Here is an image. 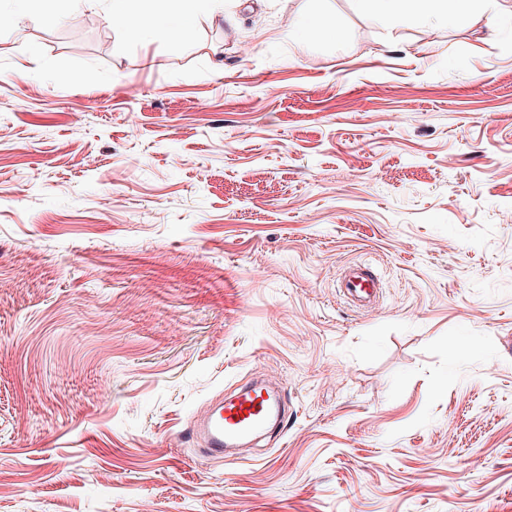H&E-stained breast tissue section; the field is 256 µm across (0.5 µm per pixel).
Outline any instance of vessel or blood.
<instances>
[{
    "label": "vessel or blood",
    "instance_id": "1",
    "mask_svg": "<svg viewBox=\"0 0 512 512\" xmlns=\"http://www.w3.org/2000/svg\"><path fill=\"white\" fill-rule=\"evenodd\" d=\"M352 301L366 306L376 299L379 283L367 267H357L342 281ZM285 404L279 392L260 387H245L219 401L204 417L197 431L204 440L207 456L224 461L228 451L239 443L266 432L284 420Z\"/></svg>",
    "mask_w": 512,
    "mask_h": 512
}]
</instances>
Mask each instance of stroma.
Masks as SVG:
<instances>
[{"label":"stroma","instance_id":"stroma-1","mask_svg":"<svg viewBox=\"0 0 512 512\" xmlns=\"http://www.w3.org/2000/svg\"><path fill=\"white\" fill-rule=\"evenodd\" d=\"M237 13L0 36V512H512V16ZM254 379L283 429L210 460ZM307 30L320 38H339L341 33L337 26L324 19L322 16L314 21L307 23L303 17H299L293 21L291 31ZM342 288L353 302L366 306L377 297L378 278L369 267L359 266L344 277Z\"/></svg>","mask_w":512,"mask_h":512}]
</instances>
